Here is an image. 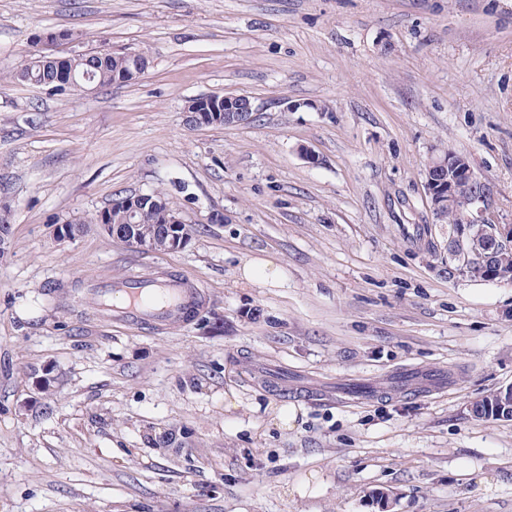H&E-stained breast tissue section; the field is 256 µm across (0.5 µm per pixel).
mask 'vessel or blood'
Listing matches in <instances>:
<instances>
[{
    "mask_svg": "<svg viewBox=\"0 0 512 512\" xmlns=\"http://www.w3.org/2000/svg\"><path fill=\"white\" fill-rule=\"evenodd\" d=\"M100 295L109 299L114 320L130 324L181 320L186 310L196 307L200 300L199 291L185 287L181 280L138 275L101 289ZM396 383L401 390L423 393L446 387L448 380L442 368L428 373L407 368L397 376Z\"/></svg>",
    "mask_w": 512,
    "mask_h": 512,
    "instance_id": "b4317fda",
    "label": "vessel or blood"
}]
</instances>
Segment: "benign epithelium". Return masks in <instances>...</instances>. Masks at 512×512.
<instances>
[{
	"label": "benign epithelium",
	"mask_w": 512,
	"mask_h": 512,
	"mask_svg": "<svg viewBox=\"0 0 512 512\" xmlns=\"http://www.w3.org/2000/svg\"><path fill=\"white\" fill-rule=\"evenodd\" d=\"M82 43L74 36H63L50 32L43 35L37 43L40 56L54 62L59 76L68 86L76 91L92 92L95 87L91 79L85 76L77 78L73 71L67 69L68 58L83 54L81 50L72 49L65 53L62 46ZM209 104H224V124L227 126L245 125L250 122V113L255 111L251 101L244 96L207 95L204 99ZM490 184L478 176L469 159L452 151H442L431 161L426 174L425 194L429 209L435 223H440L441 215L450 207L464 211L463 223L477 227L472 238V247L483 251L489 258H494L497 247L512 245V224H501L493 219L490 208ZM151 204L163 209L164 229L183 224L177 212L169 209L164 201L151 200ZM142 196L131 199L120 212L119 221L108 223L106 212H100L95 223L107 235L125 243L132 250H153L155 237L140 232L138 214L141 211ZM486 404L496 409L497 416L503 420H512V385L497 389Z\"/></svg>",
	"instance_id": "7a95c632"
}]
</instances>
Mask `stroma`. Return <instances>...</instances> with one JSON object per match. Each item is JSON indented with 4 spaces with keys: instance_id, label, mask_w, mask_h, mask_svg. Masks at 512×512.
Instances as JSON below:
<instances>
[{
    "instance_id": "35a3bbf8",
    "label": "stroma",
    "mask_w": 512,
    "mask_h": 512,
    "mask_svg": "<svg viewBox=\"0 0 512 512\" xmlns=\"http://www.w3.org/2000/svg\"><path fill=\"white\" fill-rule=\"evenodd\" d=\"M66 29L149 66L88 94L9 79ZM211 93L256 121L190 123ZM444 147L512 224V0H0V512H512V421L472 413L512 384V282L449 275ZM153 191L183 250L94 226ZM254 258L287 281H243ZM134 274L208 301L116 323L94 290ZM409 366L453 377L354 402ZM142 194L150 195L151 197H153L155 199H159L160 197H162L164 200H166L164 198V196L159 192L158 193L157 192L156 193L155 192L142 193ZM164 200L158 201V200L152 199L151 204H153L155 207L163 209V214L165 216V218L163 220L165 222V224H163V225H164L165 232L168 236L170 233V229H169L170 227L176 228L182 224L181 228L174 231L177 234L172 235L171 239L168 242L169 247L166 249L167 252H175V251L185 248V246L187 245L189 238L187 236H184V234L189 235V229L186 228L187 227V226H185L186 224L178 216L177 212L169 209V206L166 205Z\"/></svg>"
}]
</instances>
